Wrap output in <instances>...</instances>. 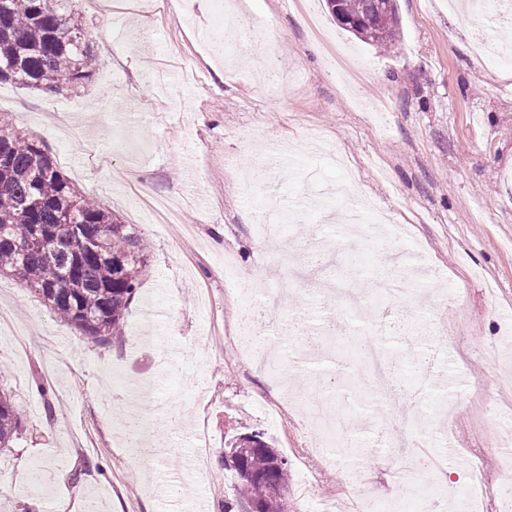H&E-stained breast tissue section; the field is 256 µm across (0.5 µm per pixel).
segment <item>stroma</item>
I'll return each mask as SVG.
<instances>
[{
  "mask_svg": "<svg viewBox=\"0 0 512 512\" xmlns=\"http://www.w3.org/2000/svg\"><path fill=\"white\" fill-rule=\"evenodd\" d=\"M73 5L97 57L91 78L63 96L0 84V115L150 251L110 344L0 275V306L34 337L25 354L0 339V390L20 411L0 447V512H244L224 482V441L252 430L288 461V512H342L358 488L409 512H512L501 454L512 435V59L473 50L484 31L512 45V14L467 25L448 0H397L400 37L376 48L323 0H253L269 38L229 66L216 0H112L108 16ZM113 119L122 139L103 128ZM361 200L403 234L336 221ZM288 209L301 222L262 242L260 219ZM320 247L329 262L312 276L323 286L365 250L353 295L416 267L411 292L386 294L380 325L423 335L435 391L402 447L374 436L354 466L331 469L311 452L307 410L283 396L344 389L352 423L370 390L361 369L348 383L291 363L263 370L234 338L245 311L273 331L262 306L241 310V285L312 315L292 271ZM149 299L163 325L143 321ZM324 299L315 326L333 340L322 348L345 351L371 303ZM146 382V411H168L156 436L168 451L138 469L144 448L125 422ZM405 465L441 494L411 497L395 477Z\"/></svg>",
  "mask_w": 512,
  "mask_h": 512,
  "instance_id": "1",
  "label": "stroma"
}]
</instances>
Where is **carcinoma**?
I'll return each mask as SVG.
<instances>
[{
	"label": "carcinoma",
	"mask_w": 512,
	"mask_h": 512,
	"mask_svg": "<svg viewBox=\"0 0 512 512\" xmlns=\"http://www.w3.org/2000/svg\"><path fill=\"white\" fill-rule=\"evenodd\" d=\"M383 4L380 34L369 44L385 47L397 40L399 18L396 0ZM343 8L371 15L375 0H343ZM95 64L70 0H0V83L60 93L82 86ZM146 262L147 247L127 225L77 192L42 146L0 122V272L17 276L58 318L105 344L121 335ZM382 344L398 370H413L397 343ZM19 420L17 405L1 393L0 445ZM225 461L246 512L272 498L273 512H288V460L264 434L234 438Z\"/></svg>",
	"instance_id": "cac0c4a2"
}]
</instances>
